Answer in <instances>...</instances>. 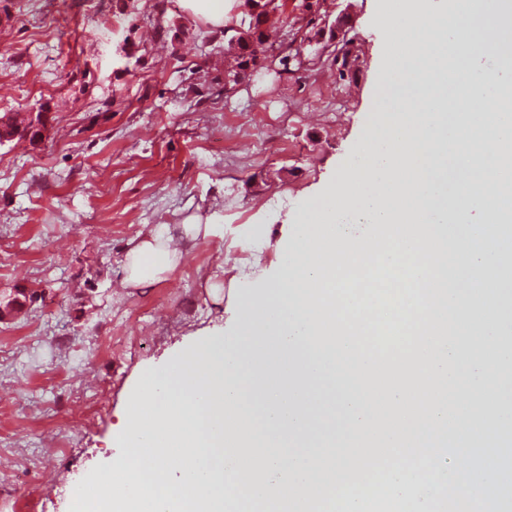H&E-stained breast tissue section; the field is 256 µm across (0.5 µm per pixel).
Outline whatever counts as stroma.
I'll return each instance as SVG.
<instances>
[{
	"label": "stroma",
	"mask_w": 512,
	"mask_h": 512,
	"mask_svg": "<svg viewBox=\"0 0 512 512\" xmlns=\"http://www.w3.org/2000/svg\"><path fill=\"white\" fill-rule=\"evenodd\" d=\"M7 2L0 116L44 105L52 120L41 142L0 145V294H43L0 320V498L73 512L119 455L142 375L235 335L239 295L281 286L297 225L382 118L390 17L382 0H326L351 18L357 67L338 72L310 44L299 70L199 95L191 71L223 59V43L126 60L113 0ZM159 224L180 263L126 287L128 248ZM187 224L211 232L191 238Z\"/></svg>",
	"instance_id": "35a3bbf8"
}]
</instances>
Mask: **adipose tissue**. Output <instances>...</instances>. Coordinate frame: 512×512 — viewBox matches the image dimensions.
Here are the masks:
<instances>
[{
	"instance_id": "1",
	"label": "adipose tissue",
	"mask_w": 512,
	"mask_h": 512,
	"mask_svg": "<svg viewBox=\"0 0 512 512\" xmlns=\"http://www.w3.org/2000/svg\"><path fill=\"white\" fill-rule=\"evenodd\" d=\"M178 250L171 248L168 225H158L145 239L131 247L126 256V283L134 287L146 279L158 278L176 267Z\"/></svg>"
}]
</instances>
